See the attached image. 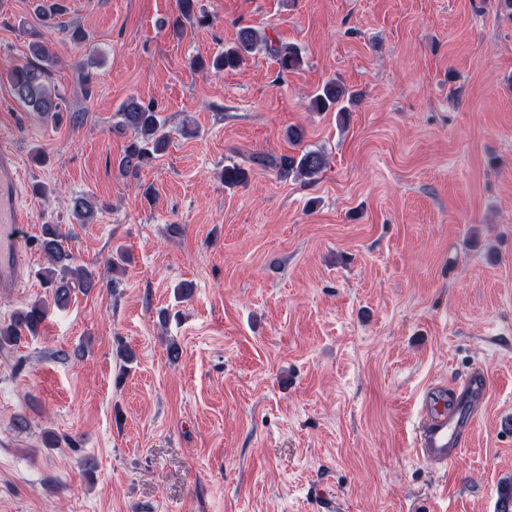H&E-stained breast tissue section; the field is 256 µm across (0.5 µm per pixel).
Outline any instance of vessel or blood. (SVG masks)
Returning a JSON list of instances; mask_svg holds the SVG:
<instances>
[{
    "label": "vessel or blood",
    "instance_id": "b4317fda",
    "mask_svg": "<svg viewBox=\"0 0 512 512\" xmlns=\"http://www.w3.org/2000/svg\"><path fill=\"white\" fill-rule=\"evenodd\" d=\"M22 179L17 156L1 144L0 289L4 291L20 287L23 282L25 240L21 229L28 218L19 202ZM489 391V377L479 368L448 386L431 388L417 430V455L434 465L458 457L466 445L475 411L486 402Z\"/></svg>",
    "mask_w": 512,
    "mask_h": 512
}]
</instances>
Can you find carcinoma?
<instances>
[{
    "label": "carcinoma",
    "instance_id": "cac0c4a2",
    "mask_svg": "<svg viewBox=\"0 0 512 512\" xmlns=\"http://www.w3.org/2000/svg\"><path fill=\"white\" fill-rule=\"evenodd\" d=\"M185 20L194 21L199 25L208 23L206 15H195V0H178V14L172 22L173 30H179ZM259 46L273 53L283 71L296 69L302 64V58L296 48L275 46L266 31L249 26L239 30L233 45L224 49L223 53L208 60L199 59L196 64L201 68L208 67L215 71L232 69L239 66L246 56ZM30 52L38 62L13 69L12 90L29 110L58 122L62 119V108L48 87L49 70L44 66L46 62L55 64V58L38 43L30 46ZM344 95L342 87L328 83L312 97L310 108L314 112H329L339 104ZM120 115L122 126L134 133V138L119 160L118 166L123 174L135 175L163 150L167 136L162 133V124L154 106H145L135 97L123 103ZM324 164L323 154L313 150L303 152L298 159L292 156L282 158L285 171H294L299 176L309 179L317 175ZM71 210L81 224H89L96 217L94 201L84 195L71 199ZM39 248L47 261V267L39 271V276L45 287L51 290L54 305L66 306L71 292L76 288L87 293L99 286V276L95 270L76 264V258L66 242V236L59 231L57 225L43 226ZM47 310L48 303L38 299L16 312L8 324L0 326V346L14 345L24 336L36 335L47 316Z\"/></svg>",
    "mask_w": 512,
    "mask_h": 512
}]
</instances>
